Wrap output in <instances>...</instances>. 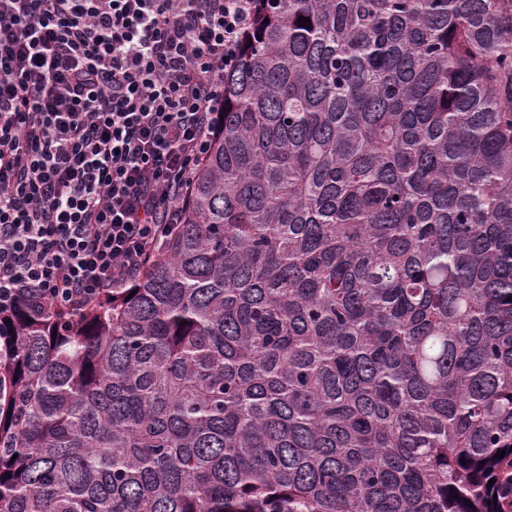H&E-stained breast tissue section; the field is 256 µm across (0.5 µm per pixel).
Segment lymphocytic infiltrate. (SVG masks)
Segmentation results:
<instances>
[{"instance_id": "lymphocytic-infiltrate-1", "label": "lymphocytic infiltrate", "mask_w": 512, "mask_h": 512, "mask_svg": "<svg viewBox=\"0 0 512 512\" xmlns=\"http://www.w3.org/2000/svg\"><path fill=\"white\" fill-rule=\"evenodd\" d=\"M254 0H0V310H78L184 222Z\"/></svg>"}]
</instances>
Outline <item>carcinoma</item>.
<instances>
[{
    "instance_id": "cac0c4a2",
    "label": "carcinoma",
    "mask_w": 512,
    "mask_h": 512,
    "mask_svg": "<svg viewBox=\"0 0 512 512\" xmlns=\"http://www.w3.org/2000/svg\"><path fill=\"white\" fill-rule=\"evenodd\" d=\"M510 478L512 0H255L161 256L0 312V512H512Z\"/></svg>"
}]
</instances>
